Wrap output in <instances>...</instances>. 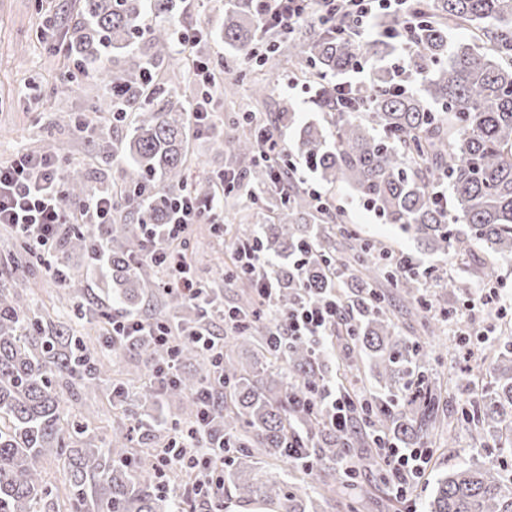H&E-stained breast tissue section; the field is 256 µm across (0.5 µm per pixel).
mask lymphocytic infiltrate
Instances as JSON below:
<instances>
[{"label": "lymphocytic infiltrate", "instance_id": "f902f5d3", "mask_svg": "<svg viewBox=\"0 0 512 512\" xmlns=\"http://www.w3.org/2000/svg\"><path fill=\"white\" fill-rule=\"evenodd\" d=\"M259 29L288 31L296 27L321 22L343 14L360 29L382 12H396L404 17L403 24L391 37L402 46L410 44L411 18L405 17L407 0H322L324 10L312 9L313 0H261ZM61 163L50 153H19L7 162H0V226H10L26 238L34 250L48 251L57 247L68 227L92 224L104 228L112 221V193L92 190L70 213H62L58 206L61 190ZM224 213L220 196H213L206 204H199L193 188H185L182 197L172 206L171 216L164 224H145L141 234L148 249L143 259L158 267L162 273L163 290L192 302L208 300L209 286L194 275L187 260V231L193 224H218ZM339 310L330 305L316 307L300 300L289 307L277 324V335L306 340L323 346L336 330ZM112 340L148 334L160 344L172 339L168 323L150 321L130 313L113 316L106 327ZM220 371H212L211 378L196 393L201 406L197 421L188 428L177 424L168 428L166 444L155 453L154 468L159 477H166L175 468L192 473L190 493L196 512H224V444L211 441L207 426L212 412L214 382ZM383 461L390 467L395 495L406 492V486L418 476L427 462L425 452L413 448L386 445Z\"/></svg>", "mask_w": 512, "mask_h": 512}]
</instances>
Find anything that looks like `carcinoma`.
<instances>
[{
  "label": "carcinoma",
  "mask_w": 512,
  "mask_h": 512,
  "mask_svg": "<svg viewBox=\"0 0 512 512\" xmlns=\"http://www.w3.org/2000/svg\"><path fill=\"white\" fill-rule=\"evenodd\" d=\"M412 46L404 69L387 58L396 52L385 33L400 27L397 13L381 19L383 33L369 38L344 32L343 18L314 25L304 34L268 38L263 63L274 69L319 76L315 104L329 115L327 127L300 126L280 162L297 155L321 181L346 185L387 224L409 233L432 254H471L486 246L512 261V0H412ZM184 15L179 0H83V9L63 35L69 56L121 86L122 108L137 113L131 132L112 145L116 176L101 189H120L110 226L112 297L101 302L82 296L75 317L89 325L112 320L136 296L161 290L150 264H137L144 243L141 224H163L170 202L188 182L191 170L190 115L177 87L159 75L190 71L194 51L176 47L170 26ZM458 29L474 42L455 43ZM259 31V3L227 0L220 37L238 58L251 61ZM370 63L366 81L352 86L358 111L336 106V80ZM406 83L405 92L394 90ZM261 134L252 118L236 125L233 151L223 173L235 175L240 190L272 191L276 222L255 229L241 226L239 244L256 243L263 254L281 260L274 273L276 300L286 309L306 297L321 305L336 297L341 320L350 329L344 383L355 411L349 429L335 430L322 408L305 399L325 383L326 349L305 340L276 341V320L266 302L250 296L241 308L245 332L224 346V393L217 395L209 422L213 438L224 439L229 454L224 481L243 503H261L271 512H325L326 493H351L363 505L368 491L352 481L355 470L339 466L355 448L377 439L406 448L445 447L438 440L450 402L461 399L460 420L473 438L512 449V339L486 367V383L469 394L470 383L448 376V388L433 377L428 341L399 335L393 313L375 289L380 280L422 312L424 335L437 336L448 318L438 300L419 295L432 271L417 268L415 256L393 253L357 235L336 210L334 223L313 222L330 208L306 189L280 188L271 181V164L259 156ZM219 173L194 183L206 203ZM63 210L91 191L85 169L64 171ZM91 229L69 228L51 258L36 259L41 274L56 267L70 276V257L88 249ZM351 271L339 283L337 273ZM33 280L22 277L13 291L0 289V512H188V498L160 484L152 454L136 455L134 434L146 444L166 425H191L199 406L194 398L211 368L210 356L185 333L206 322L202 304L189 306L177 326V380L130 395L114 379L118 364L95 356L88 337L54 323L50 313L21 304L18 293ZM255 348L252 363L234 359L235 349ZM115 357L133 353L147 371L168 359V347L151 336H136L108 347ZM112 384V405L123 421L107 430L88 419L71 420L67 393H96ZM166 406L168 416L143 424L131 405ZM298 448L304 461L289 452ZM272 458L289 468V477H258V460ZM52 458L61 465L64 490L42 475ZM312 488L319 499L307 493ZM425 512H512V469L460 462L435 481Z\"/></svg>",
  "instance_id": "cac0c4a2"
}]
</instances>
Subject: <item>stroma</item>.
Listing matches in <instances>:
<instances>
[{"label":"stroma","instance_id":"stroma-1","mask_svg":"<svg viewBox=\"0 0 512 512\" xmlns=\"http://www.w3.org/2000/svg\"><path fill=\"white\" fill-rule=\"evenodd\" d=\"M82 0H0V162L17 153H53L67 162L86 166L91 185L111 179L112 172L104 159L112 152V143L125 135L124 129L98 120L97 109L106 94L104 85L91 72L76 69L72 58L59 39L61 32L76 19ZM74 78L69 93L56 96L52 89L62 73ZM268 80L270 92L265 104H255L249 86L254 80ZM225 87L214 95L217 119L224 123L225 136H232L230 120L251 113L256 122L269 126L285 144H292L301 124H326V113L312 103V79L283 71L268 75L265 68L248 63H232L224 74ZM295 110L294 123L282 120L284 105ZM84 117L87 127L78 131L64 125V115ZM302 188H316L332 207L342 208L348 224L362 235L381 241L393 251L415 253L423 267L435 275L464 279L463 289L437 293L432 282H425L424 297H439L450 309L471 315L475 335L468 350L470 360H462L457 327L446 326L443 339L448 353L433 362V372L440 381L449 373L462 372L467 363H479L482 356L492 354L498 344L512 335V263L502 260L490 250L475 249L473 257L450 258L418 251L414 240L384 223L367 210L342 184L320 182L311 171H303ZM274 216L267 200L252 201L238 193L224 200V230L215 232L212 225L195 224L190 228L187 255L198 274L219 295L225 308L240 304L245 288L239 280H227L224 273L235 262L236 229L241 224H269ZM497 267L500 286L505 293L501 303L505 316L494 317L479 307H472L477 284L469 276L474 265Z\"/></svg>","mask_w":512,"mask_h":512}]
</instances>
